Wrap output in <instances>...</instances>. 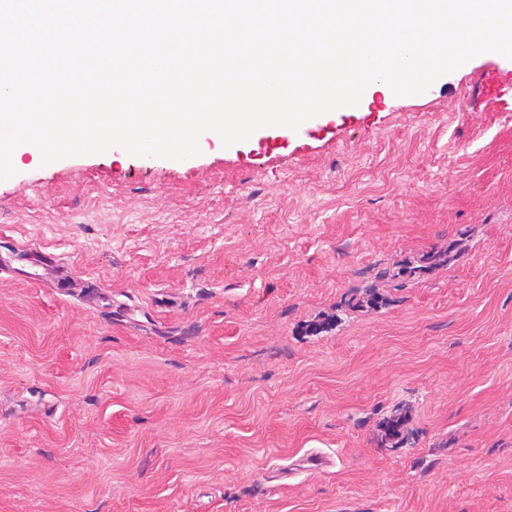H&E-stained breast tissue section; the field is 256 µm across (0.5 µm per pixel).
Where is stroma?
I'll return each instance as SVG.
<instances>
[{
	"mask_svg": "<svg viewBox=\"0 0 512 512\" xmlns=\"http://www.w3.org/2000/svg\"><path fill=\"white\" fill-rule=\"evenodd\" d=\"M489 67L512 60L301 141L23 154L0 512H512V97L470 85Z\"/></svg>",
	"mask_w": 512,
	"mask_h": 512,
	"instance_id": "35a3bbf8",
	"label": "stroma"
}]
</instances>
